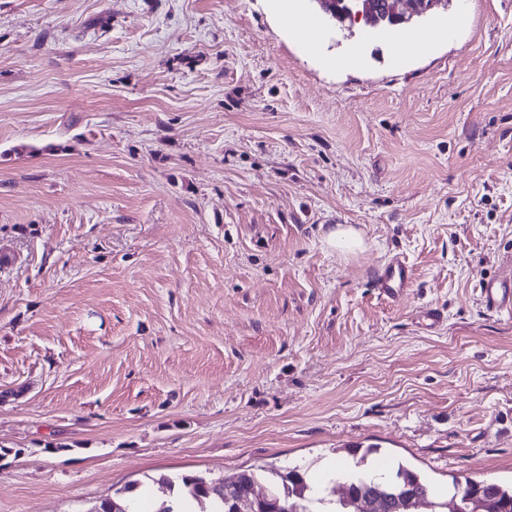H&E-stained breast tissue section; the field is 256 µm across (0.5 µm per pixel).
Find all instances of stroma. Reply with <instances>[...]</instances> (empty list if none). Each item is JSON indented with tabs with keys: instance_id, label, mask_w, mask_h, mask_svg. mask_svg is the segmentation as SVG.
Returning <instances> with one entry per match:
<instances>
[{
	"instance_id": "35a3bbf8",
	"label": "stroma",
	"mask_w": 512,
	"mask_h": 512,
	"mask_svg": "<svg viewBox=\"0 0 512 512\" xmlns=\"http://www.w3.org/2000/svg\"><path fill=\"white\" fill-rule=\"evenodd\" d=\"M449 9L348 70L265 0H0V512L368 445L437 496L512 482V315L478 300L512 276V0ZM455 17L452 14L439 24L429 27L425 33L401 27L390 31L385 37L388 61L392 67H398L405 55L410 52H425L428 46L452 30ZM325 243L330 247H338L339 243L345 244V252L355 253L365 249V241L360 231L348 224L336 225V229L330 231ZM412 286V273L408 263L400 258H392L381 265L375 273L373 288L381 298L396 303Z\"/></svg>"
}]
</instances>
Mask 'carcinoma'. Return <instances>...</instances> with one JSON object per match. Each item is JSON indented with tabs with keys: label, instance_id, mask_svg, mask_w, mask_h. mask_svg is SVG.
Segmentation results:
<instances>
[{
	"label": "carcinoma",
	"instance_id": "cac0c4a2",
	"mask_svg": "<svg viewBox=\"0 0 512 512\" xmlns=\"http://www.w3.org/2000/svg\"><path fill=\"white\" fill-rule=\"evenodd\" d=\"M379 447L369 446L364 451L352 450L353 462L346 469L336 473L351 497L371 498L380 502L382 512H394L398 506V492L411 486L416 492H430L428 482L415 470L397 462L389 464L386 474L373 473V462L369 456L378 452ZM280 479V485L267 489L270 502L279 512H353L347 503L331 494L332 488L312 486L306 470L293 467L286 472L268 471L263 467L248 469L239 474V479L253 487L262 484L266 473ZM170 492L197 502L199 512H230L226 502L223 483L208 480L203 476H184L180 481L166 480ZM471 492L492 501L499 512H512V485L505 486L488 480L470 478L465 483L457 480L448 485V495L463 500L464 494Z\"/></svg>",
	"mask_w": 512,
	"mask_h": 512
}]
</instances>
